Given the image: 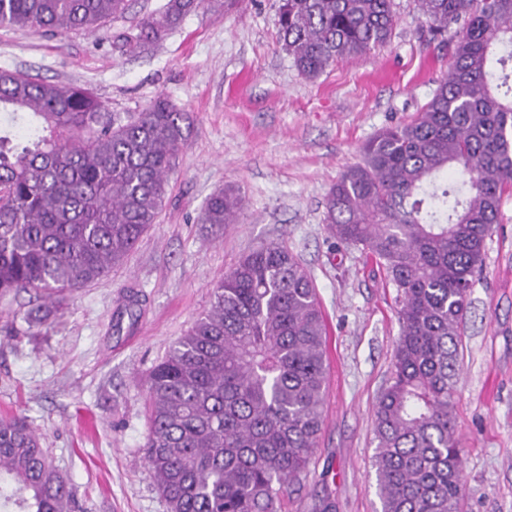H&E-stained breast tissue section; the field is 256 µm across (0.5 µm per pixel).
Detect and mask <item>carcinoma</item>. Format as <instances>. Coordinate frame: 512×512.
Wrapping results in <instances>:
<instances>
[{"instance_id": "carcinoma-1", "label": "carcinoma", "mask_w": 512, "mask_h": 512, "mask_svg": "<svg viewBox=\"0 0 512 512\" xmlns=\"http://www.w3.org/2000/svg\"><path fill=\"white\" fill-rule=\"evenodd\" d=\"M205 0H168L130 52L162 40ZM434 35L458 26L448 77L423 112L368 141L330 188L327 229L360 246L399 298L393 369L374 408L380 512H460L453 416L458 347L485 242L512 194V0H418ZM127 0H0V29L91 30ZM396 22L393 0H282L278 34L318 77L367 54ZM0 295L47 301L120 266L158 222L191 135L160 97L123 121L89 88L0 69ZM28 114L27 132L14 131ZM242 197H209L200 223L236 222ZM37 305L24 320L42 326ZM326 328L312 277L279 243L244 256L144 381L145 455L167 512H281L317 447ZM0 509L73 512L68 481L22 417L0 418Z\"/></svg>"}]
</instances>
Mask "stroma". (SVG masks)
<instances>
[{
  "label": "stroma",
  "mask_w": 512,
  "mask_h": 512,
  "mask_svg": "<svg viewBox=\"0 0 512 512\" xmlns=\"http://www.w3.org/2000/svg\"><path fill=\"white\" fill-rule=\"evenodd\" d=\"M167 0H129L92 32L0 29V68L91 88L127 117L164 96L193 132L157 224L124 263L28 331L27 293L0 296V416L21 415L71 484L76 512H167L143 455L149 370L251 251L288 247L310 271L327 324L323 424L283 512H380L373 405L400 333L395 288L356 246L335 244L325 199L363 145L415 119L449 69L417 0H393L388 41L300 74L277 30L281 0H206L155 45L116 46ZM237 190L236 223H201ZM454 414L465 450L461 512H512V196L486 241L460 346Z\"/></svg>",
  "instance_id": "stroma-1"
}]
</instances>
